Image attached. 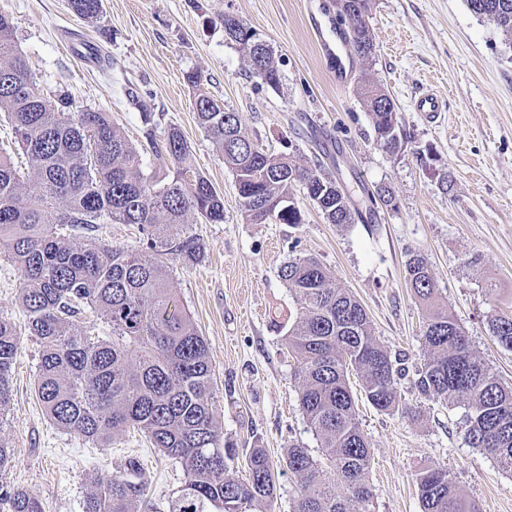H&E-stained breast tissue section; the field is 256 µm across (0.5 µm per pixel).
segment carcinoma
Instances as JSON below:
<instances>
[{"instance_id":"carcinoma-1","label":"carcinoma","mask_w":512,"mask_h":512,"mask_svg":"<svg viewBox=\"0 0 512 512\" xmlns=\"http://www.w3.org/2000/svg\"><path fill=\"white\" fill-rule=\"evenodd\" d=\"M512 40V0H467ZM78 17L94 20L101 0H69ZM371 0H344L338 18L351 52L373 53L366 18ZM224 32L247 57L258 83L276 88L280 72L271 48L240 19L224 16ZM31 79L19 51L11 19L0 15V112L14 146L27 156L33 178L25 182L11 154L0 150V243L20 273L19 299L26 330L41 344L35 392L58 427L95 442L133 427L153 447L180 461L185 481L169 512H272L273 468L264 449L253 448L247 474L239 479L229 463L237 449L222 442L213 406V364L209 348L181 306L167 260L195 258L197 239L182 225L202 219L224 222V197L196 168L181 131L171 127L156 152L172 162L168 180L153 181L141 171V157L112 115L86 108L70 117L62 109L70 97L33 98L22 86ZM195 90L194 112L224 164L236 179L242 212L249 224H300L299 207L271 213L269 205L292 197L302 183L328 224H352L362 213L336 180L300 167L286 154L260 150L239 117L186 73ZM377 142L395 150L404 141L392 123L393 99L377 84L362 85ZM100 224H135L141 246L114 248L94 236ZM280 278L300 302L288 329V350L299 364L300 407L320 441V458L295 443L285 463L298 478L293 512H370V447L359 427L349 383L354 372L367 401L380 411L404 414L398 380L403 368L374 337L369 316L349 291L338 288L326 267L311 257L293 258ZM406 278L429 302L422 326L428 358L415 373L423 395L460 403L466 409L470 447L512 472V386L503 383L473 351L470 338L446 308L430 301L436 286L423 258L407 263ZM91 310L112 325V341L79 331ZM490 331L512 350V316H495ZM17 328L0 319V414L11 404L10 372L16 357ZM143 466L125 459L121 470L94 481L84 512H134L145 495ZM422 512H479L459 496L453 477L441 466L417 476ZM11 512H43L38 497L23 488L0 487Z\"/></svg>"}]
</instances>
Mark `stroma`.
Returning <instances> with one entry per match:
<instances>
[{"label": "stroma", "instance_id": "obj_1", "mask_svg": "<svg viewBox=\"0 0 512 512\" xmlns=\"http://www.w3.org/2000/svg\"><path fill=\"white\" fill-rule=\"evenodd\" d=\"M336 14V0H103L97 21L77 17L67 0H0L17 46L43 90L64 88L74 110L111 112L137 146L142 170L163 179L170 164L154 145L169 127L182 132L197 169L224 195V221L187 224L204 247L199 259L169 264L182 307L210 348L214 402L223 440L238 450L264 448L276 480L275 512H292L298 480L286 452L320 442L299 401L296 358L286 346L299 311L279 276L292 258L313 257L365 308L375 338L406 370L398 383L413 415L382 412L358 398L371 451V512H421L416 476L443 466L480 512H512V472L470 448L462 406L419 393L413 384L428 352L426 308L409 288L406 265L427 262L438 299L477 353L512 384V351L492 337L491 315H512V43L475 15L466 0H372L367 25L374 50L355 59L351 81L336 88L330 63L309 27L310 12ZM233 15L266 42L281 73L279 88L257 83L223 18ZM93 41L99 64L80 63L76 42ZM237 113L254 142L303 167L323 163L355 204L384 190L368 224H328L301 186L292 193L301 224H250L231 171L193 111L187 72ZM381 85L397 105L407 138L394 152L378 146L360 87ZM433 89L448 108L437 118L413 111ZM20 275L0 247V319L27 323ZM41 348L21 336L11 368V406L0 441L12 461L0 484L34 493L44 512H84L96 478L130 455L144 463L149 512H168L184 483L181 464L130 429L96 445L59 428L35 393Z\"/></svg>", "mask_w": 512, "mask_h": 512}]
</instances>
